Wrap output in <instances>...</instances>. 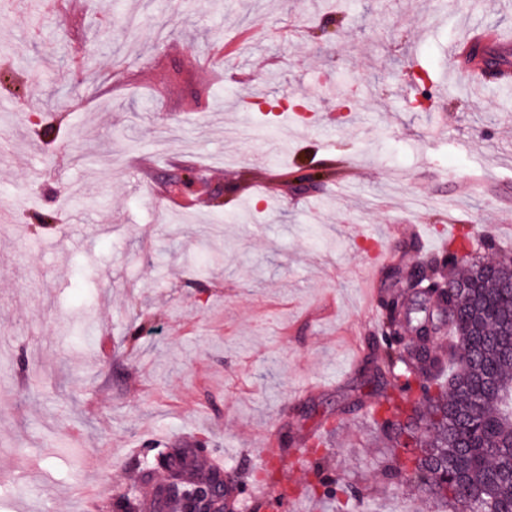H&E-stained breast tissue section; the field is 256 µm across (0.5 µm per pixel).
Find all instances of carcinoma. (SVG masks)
Here are the masks:
<instances>
[{
  "mask_svg": "<svg viewBox=\"0 0 512 512\" xmlns=\"http://www.w3.org/2000/svg\"><path fill=\"white\" fill-rule=\"evenodd\" d=\"M484 246L492 255H476L463 232L442 254L406 272L394 268L391 287L418 292L380 298L381 333L368 359L387 374L369 413L389 448L383 475L413 484L446 512H512V260L497 255L493 237ZM426 288L438 289L453 317L410 345L397 336L400 329L439 319ZM194 446L182 440L163 460L148 459L141 480L160 463L170 480L148 500L119 490L121 507L181 512L204 483L185 476Z\"/></svg>",
  "mask_w": 512,
  "mask_h": 512,
  "instance_id": "1",
  "label": "carcinoma"
}]
</instances>
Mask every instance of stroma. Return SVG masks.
<instances>
[{"label": "stroma", "instance_id": "1", "mask_svg": "<svg viewBox=\"0 0 512 512\" xmlns=\"http://www.w3.org/2000/svg\"><path fill=\"white\" fill-rule=\"evenodd\" d=\"M512 0H79L0 24V512H97L155 440L303 512H434L382 476L370 266L512 235V85L448 55ZM431 74L409 108L403 88ZM190 161L212 196L172 205ZM426 227L425 252L409 228ZM323 427L321 475L283 436ZM274 448L273 460L255 455Z\"/></svg>", "mask_w": 512, "mask_h": 512}]
</instances>
